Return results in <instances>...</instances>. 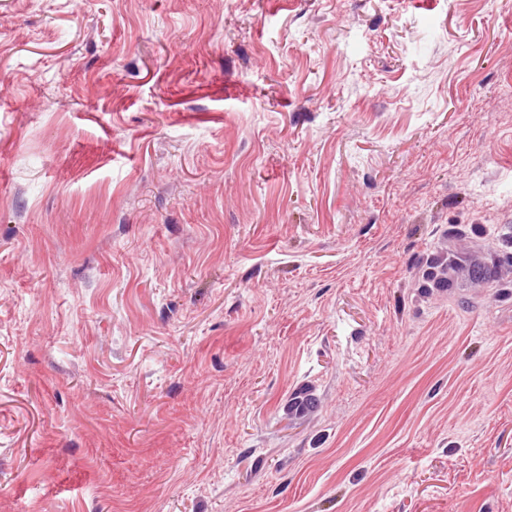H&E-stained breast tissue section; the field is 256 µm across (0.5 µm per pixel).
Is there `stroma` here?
<instances>
[{"mask_svg":"<svg viewBox=\"0 0 512 512\" xmlns=\"http://www.w3.org/2000/svg\"><path fill=\"white\" fill-rule=\"evenodd\" d=\"M0 512H512V0H0Z\"/></svg>","mask_w":512,"mask_h":512,"instance_id":"stroma-1","label":"stroma"}]
</instances>
